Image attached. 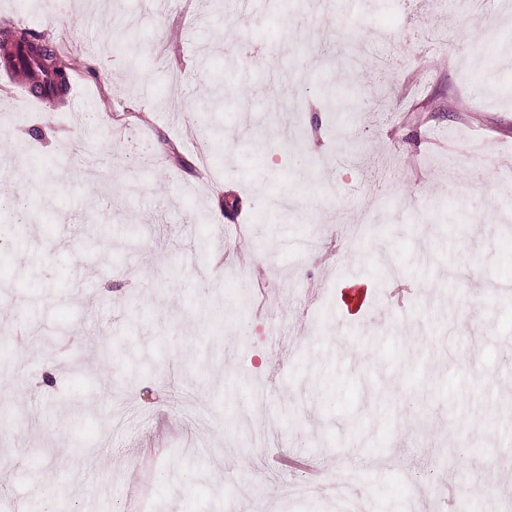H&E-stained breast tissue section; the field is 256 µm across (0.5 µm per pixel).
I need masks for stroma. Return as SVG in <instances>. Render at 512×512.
I'll return each mask as SVG.
<instances>
[{"instance_id": "1", "label": "stroma", "mask_w": 512, "mask_h": 512, "mask_svg": "<svg viewBox=\"0 0 512 512\" xmlns=\"http://www.w3.org/2000/svg\"><path fill=\"white\" fill-rule=\"evenodd\" d=\"M503 2L73 0L61 14L55 0H0V31L71 58L48 119L0 76V186L26 190L17 223L0 225V512H124L139 492L152 512H337L263 478L290 448L314 481L361 473L356 497L381 512H441L419 501L417 474L507 498ZM112 12L136 19L115 41L145 84L105 82ZM269 45L248 73L247 51ZM201 125L214 132L203 148L189 135ZM78 147L109 180L74 177ZM301 166L318 209L269 207ZM216 227L245 240L220 265ZM350 277L370 287L354 315ZM276 310L282 342L254 348ZM473 411L479 426L458 427Z\"/></svg>"}]
</instances>
